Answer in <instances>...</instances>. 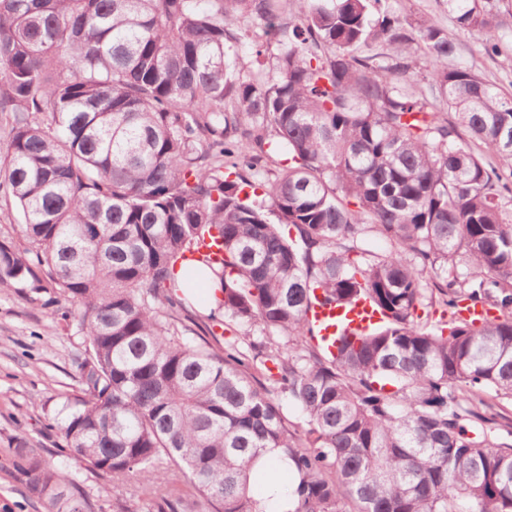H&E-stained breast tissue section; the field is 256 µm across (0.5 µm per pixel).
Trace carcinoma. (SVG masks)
<instances>
[{"instance_id":"carcinoma-1","label":"carcinoma","mask_w":512,"mask_h":512,"mask_svg":"<svg viewBox=\"0 0 512 512\" xmlns=\"http://www.w3.org/2000/svg\"><path fill=\"white\" fill-rule=\"evenodd\" d=\"M444 5L501 54L494 0ZM293 6L0 0V197L28 241L0 242V288L78 302L88 341L81 396L45 428L115 487L137 477L146 512H265L267 448L294 475L285 512H512V420L485 427L512 401V95L391 0ZM193 280L222 293L207 318L286 346L173 331L203 303ZM317 292L381 321L331 352ZM435 298L445 330L418 314ZM10 475L44 512H94L41 448L13 449Z\"/></svg>"}]
</instances>
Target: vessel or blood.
<instances>
[{"instance_id":"b4317fda","label":"vessel or blood","mask_w":512,"mask_h":512,"mask_svg":"<svg viewBox=\"0 0 512 512\" xmlns=\"http://www.w3.org/2000/svg\"><path fill=\"white\" fill-rule=\"evenodd\" d=\"M307 317L322 341L328 344L335 342L339 329L359 335L381 320L380 313L365 298L347 307H331L316 300L310 304Z\"/></svg>"}]
</instances>
